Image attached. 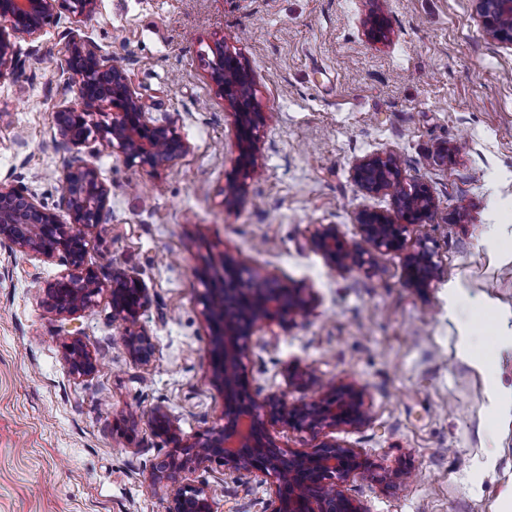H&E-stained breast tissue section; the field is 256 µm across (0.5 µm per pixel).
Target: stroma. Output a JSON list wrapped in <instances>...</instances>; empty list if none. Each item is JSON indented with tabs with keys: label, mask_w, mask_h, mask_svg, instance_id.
<instances>
[{
	"label": "stroma",
	"mask_w": 512,
	"mask_h": 512,
	"mask_svg": "<svg viewBox=\"0 0 512 512\" xmlns=\"http://www.w3.org/2000/svg\"><path fill=\"white\" fill-rule=\"evenodd\" d=\"M375 13L387 40L367 33ZM219 40L252 69L266 115L235 207L224 202L239 175L234 117L207 77ZM75 43L123 69L154 119H175L187 151L146 171L102 142L62 137ZM14 45L17 65L0 76V181L65 221L67 166L96 167L109 204L85 265L107 285L116 269L143 281L139 323L155 353L147 369L128 358L108 294L66 319L50 312L44 290L62 264L0 242V512H165L169 489L152 471L169 446L150 418L163 408L187 438L224 422L200 277L227 257L252 279L315 294L306 313L257 325L244 372L259 400L314 397L288 386L297 365L363 389L368 421L329 433L376 466L342 486L363 512H501L512 410L490 392L512 389V48L487 34L473 0H98L89 17L60 12ZM386 154L429 189L432 215L410 226L404 251L337 272L309 240L333 224L359 242L361 212H392L389 194L353 179L356 161ZM422 239L440 266L423 293L405 263ZM74 334L96 360L91 376L68 371ZM490 336L505 343L486 367L477 356ZM398 469L409 479H392ZM185 479L215 512H271L255 475L214 464Z\"/></svg>",
	"instance_id": "obj_1"
}]
</instances>
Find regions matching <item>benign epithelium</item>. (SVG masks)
Segmentation results:
<instances>
[{"label": "benign epithelium", "instance_id": "benign-epithelium-1", "mask_svg": "<svg viewBox=\"0 0 512 512\" xmlns=\"http://www.w3.org/2000/svg\"><path fill=\"white\" fill-rule=\"evenodd\" d=\"M474 2L490 36L511 47L512 26L503 25L502 20L512 16V0ZM95 8L96 0H0V24H6L11 37L32 40L58 12L83 17ZM15 62L14 43L0 27V75ZM68 66L77 77L79 104L58 110L55 118L61 135L72 145L98 140L122 154L129 165L151 171L187 150L176 132L175 120L153 119L130 88L123 69L112 61L74 43ZM208 78L233 108L242 179L231 181L225 203L238 205L245 196L243 179L258 168L257 143L265 116L253 96L250 67L238 56L224 53L222 39L215 43L213 59L208 61ZM105 105L112 111H102ZM353 179L367 193L386 192L393 198V212H364L358 217L362 241L378 251L402 250L408 228L424 223L434 209L428 188L406 185L391 154L357 161ZM60 192L70 215L68 224L36 203L28 189L0 181V241L44 261L63 256L66 270L49 284L46 296L56 315L71 316L94 306L104 291L97 274L84 267L85 230L100 223L109 190L93 164L82 161L65 171ZM310 246L339 273L365 263L366 251L348 244L334 224L320 225ZM435 255V247L422 241L406 257L411 286L420 292L439 276ZM224 266L219 282L208 280L203 295L204 316L212 331V377L224 392V424L185 438L165 411L153 413L155 433L170 444L168 454L153 469L155 481L170 485L165 512H214L213 501L203 487L181 481L182 473L213 462L229 473L248 472L271 480L272 512H363L341 486L350 475L372 470L371 462L334 440H323L309 451L283 448L268 429L270 424H281L317 438L340 426H360L368 420L363 390L354 384H323L321 393L309 401L290 403L284 392L258 401L244 374L243 359L256 325L281 323L305 313L314 298L300 288H244L233 260L225 259ZM109 294L112 315L124 325L126 353L140 366H149L154 355L153 336L138 324L148 301L146 288L136 276L117 271L112 274ZM64 351L72 375L88 377L95 372L96 362L79 337H71ZM317 382L313 373L299 367L288 378L290 386Z\"/></svg>", "mask_w": 512, "mask_h": 512}]
</instances>
